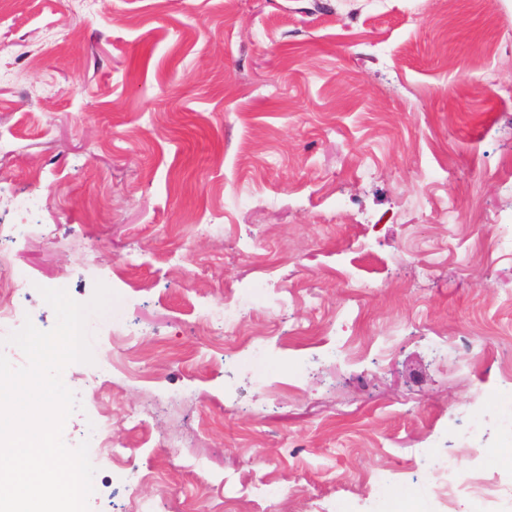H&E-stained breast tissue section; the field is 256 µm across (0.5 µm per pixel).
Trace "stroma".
<instances>
[{"mask_svg":"<svg viewBox=\"0 0 512 512\" xmlns=\"http://www.w3.org/2000/svg\"><path fill=\"white\" fill-rule=\"evenodd\" d=\"M0 71L27 315L51 329L41 288L101 282L93 349L139 340L142 376L116 352L100 396L62 374L66 445L106 416L124 450L91 443V512H512V0H0ZM260 332L288 361L264 387ZM450 456L492 495L436 497Z\"/></svg>","mask_w":512,"mask_h":512,"instance_id":"35a3bbf8","label":"stroma"}]
</instances>
